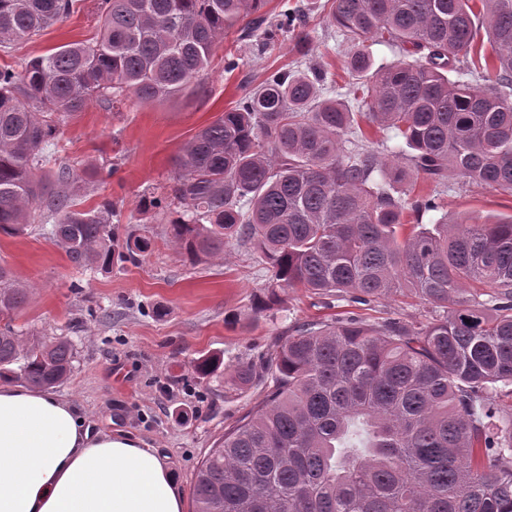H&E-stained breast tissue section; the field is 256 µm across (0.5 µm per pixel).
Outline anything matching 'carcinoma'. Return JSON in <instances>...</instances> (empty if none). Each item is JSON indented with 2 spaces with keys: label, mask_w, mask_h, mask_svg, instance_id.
I'll return each mask as SVG.
<instances>
[{
  "label": "carcinoma",
  "mask_w": 512,
  "mask_h": 512,
  "mask_svg": "<svg viewBox=\"0 0 512 512\" xmlns=\"http://www.w3.org/2000/svg\"><path fill=\"white\" fill-rule=\"evenodd\" d=\"M77 2L0 0V44L39 35ZM100 2L94 41L0 66V228L48 224L84 269L149 241L120 246L112 203H77L94 174L50 166L65 119L91 100L197 94L231 32L269 49L287 38L301 58L315 38L297 4L270 16L267 0ZM327 22L347 46L357 111L328 96L322 64L271 71L198 131L143 210L172 215L191 264L223 258L228 238L258 253L270 272L258 311L304 288L328 308L410 292L445 314L419 327L354 312L293 322L264 374L235 370L234 385L266 380L268 392L202 460L196 512H512V412L492 397L512 386V214L409 224L442 211L453 184L512 197V0H331ZM374 45L398 59L375 65ZM27 299L0 265V377L52 388L75 345L23 338L11 314ZM220 364L204 355L195 367L209 376ZM357 420L365 454L339 448Z\"/></svg>",
  "instance_id": "cac0c4a2"
}]
</instances>
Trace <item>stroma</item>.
Masks as SVG:
<instances>
[{"label":"stroma","instance_id":"obj_1","mask_svg":"<svg viewBox=\"0 0 512 512\" xmlns=\"http://www.w3.org/2000/svg\"><path fill=\"white\" fill-rule=\"evenodd\" d=\"M317 31L308 62L327 65L337 89H345V49L323 21L325 0H297ZM98 0H80L79 10L40 35L0 46V65L46 55L58 47L93 40ZM241 59L224 71V54ZM290 41L261 49L255 40L228 36L215 47L198 95L142 104L128 100L108 110L92 101L62 127L58 162L77 171H97L84 206L112 202L119 213V240L145 237L148 250L136 260L114 259L109 269L75 267L40 228L0 231V265L29 290L13 325L27 338L69 337L77 345L74 369L55 394L86 414L92 431L145 441L159 449L180 477L185 512L197 469L225 430L264 397L263 385L235 387L237 365L262 366L263 358L291 322L327 317L305 289L280 293L273 310L255 312L269 273L249 248L229 240L224 259L189 264L172 241L169 218L143 212L142 199L166 191L177 174L176 159L204 126L234 106L268 69L293 65ZM445 211L511 214L512 197L489 188L462 187L445 197ZM433 310L412 296H392L368 310L376 323L388 317L426 323ZM221 358L209 376L196 372L202 355Z\"/></svg>","mask_w":512,"mask_h":512}]
</instances>
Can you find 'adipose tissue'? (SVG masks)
I'll list each match as a JSON object with an SVG mask.
<instances>
[{
  "label": "adipose tissue",
  "instance_id": "1",
  "mask_svg": "<svg viewBox=\"0 0 512 512\" xmlns=\"http://www.w3.org/2000/svg\"><path fill=\"white\" fill-rule=\"evenodd\" d=\"M157 449L92 432L67 399L0 384V512H184Z\"/></svg>",
  "mask_w": 512,
  "mask_h": 512
}]
</instances>
